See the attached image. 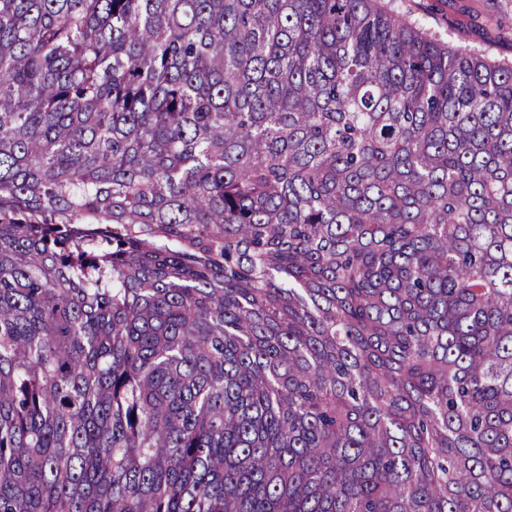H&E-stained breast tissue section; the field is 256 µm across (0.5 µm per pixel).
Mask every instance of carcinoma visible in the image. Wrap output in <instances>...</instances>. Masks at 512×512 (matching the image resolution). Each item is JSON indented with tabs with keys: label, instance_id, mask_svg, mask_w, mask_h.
Listing matches in <instances>:
<instances>
[{
	"label": "carcinoma",
	"instance_id": "cac0c4a2",
	"mask_svg": "<svg viewBox=\"0 0 512 512\" xmlns=\"http://www.w3.org/2000/svg\"><path fill=\"white\" fill-rule=\"evenodd\" d=\"M0 512H512V61L0 0Z\"/></svg>",
	"mask_w": 512,
	"mask_h": 512
}]
</instances>
